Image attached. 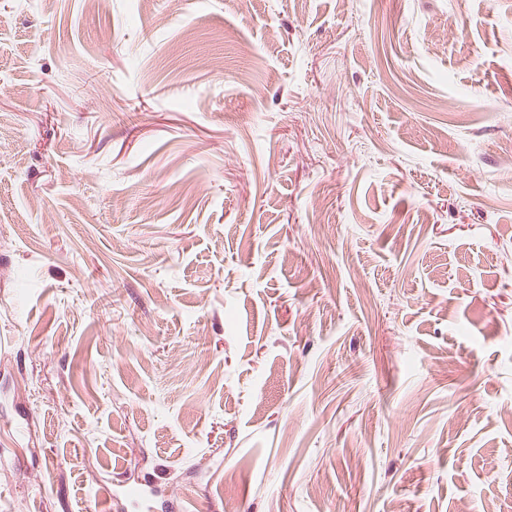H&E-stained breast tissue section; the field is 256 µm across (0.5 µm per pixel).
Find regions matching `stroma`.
<instances>
[{
	"label": "stroma",
	"mask_w": 512,
	"mask_h": 512,
	"mask_svg": "<svg viewBox=\"0 0 512 512\" xmlns=\"http://www.w3.org/2000/svg\"><path fill=\"white\" fill-rule=\"evenodd\" d=\"M0 22V512H512V0Z\"/></svg>",
	"instance_id": "1"
}]
</instances>
